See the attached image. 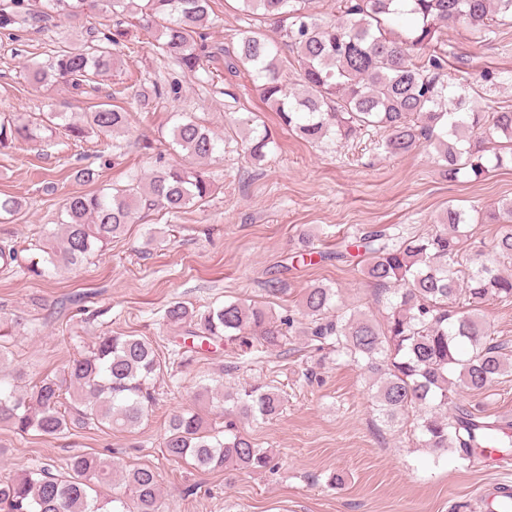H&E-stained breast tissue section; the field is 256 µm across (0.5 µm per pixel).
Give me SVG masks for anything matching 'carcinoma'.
<instances>
[{"mask_svg": "<svg viewBox=\"0 0 512 512\" xmlns=\"http://www.w3.org/2000/svg\"><path fill=\"white\" fill-rule=\"evenodd\" d=\"M0 0V29L12 30L28 20L77 18L99 9L116 18H135L151 32L158 55L181 73L197 76L208 45L197 40L213 14L212 0ZM247 16L274 21L276 37L253 28L240 33L235 63L251 72L261 97L279 112L282 122L308 140L347 139L362 127L383 134L390 155L408 153L423 143L447 163L448 178L476 177L489 171L485 144L494 135L507 138L512 149V108L475 112L466 90L448 95L443 30L459 22L485 37L494 18H512V0H340L338 15L325 19L310 11L311 0H237ZM408 28L397 33L396 20ZM120 32L93 38L26 67L40 86L80 89L92 78L116 68ZM297 54L302 91L283 80L279 52ZM129 113L99 104L85 113L86 124L67 121L63 112H48L45 124L0 118V146L37 139V130L65 131L82 140L91 133L108 134L124 127ZM172 143L199 162L218 150V140L190 118L177 122ZM272 143L265 129L252 128L249 156L265 157ZM148 177L128 176L124 186L70 196L59 218L63 233L39 244L41 260L26 262L21 250L0 247V259L36 276L82 262L108 247L140 210L175 215L211 196L213 183L198 166L169 164L157 154ZM496 222L495 254L512 260V202L501 206ZM473 234L463 210L448 206L436 229L404 238L373 228L343 241L326 258L361 259L376 286L389 288L386 315L377 321L347 314L337 291L314 286L305 291L301 308L310 318L303 330L316 349L335 348L336 356L360 366L373 380L374 410L387 423L416 415L415 429L434 452L457 448L476 458L474 449L494 438L499 448L512 447V423L477 414L454 404L463 393H480L506 376L512 358L488 333L479 316L481 304L494 297L512 304V274L492 263L466 257ZM162 320L182 329L194 341V353L213 342L246 339L254 334L262 346H279L295 328L291 314L274 317L271 310L227 302L204 311L180 301L167 305ZM162 363L152 341L133 335L97 338L92 348L69 360L63 374L46 375L29 388L0 376V425L19 435L31 432L52 438L73 429L132 431L155 400L154 382ZM224 383L204 385L196 399L224 412V424L207 413L172 415L163 438L173 461L203 470L255 471L271 457L241 431L234 418H272L282 406L279 394L261 383L235 393ZM70 401H65L64 392ZM454 411H448V405ZM0 512H165L156 472L148 466L120 467L110 457L73 456L67 471L42 463L0 480Z\"/></svg>", "mask_w": 512, "mask_h": 512, "instance_id": "cac0c4a2", "label": "carcinoma"}]
</instances>
